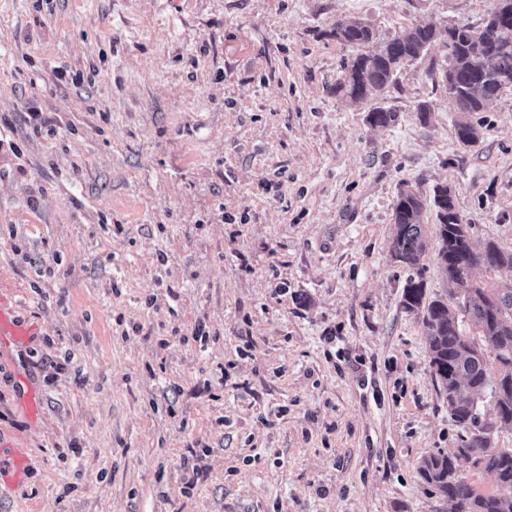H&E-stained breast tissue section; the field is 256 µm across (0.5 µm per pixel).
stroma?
<instances>
[{"label":"stroma","mask_w":512,"mask_h":512,"mask_svg":"<svg viewBox=\"0 0 512 512\" xmlns=\"http://www.w3.org/2000/svg\"><path fill=\"white\" fill-rule=\"evenodd\" d=\"M495 5L0 0V284L39 324L44 411L0 365V441L30 459L0 512H448L417 466L461 431L392 213L447 184L512 247V87L465 146L444 45L352 104L333 28L367 21L375 51ZM20 385L17 390L19 407L28 420H36L42 415V404L36 389L26 376L21 379Z\"/></svg>","instance_id":"stroma-1"}]
</instances>
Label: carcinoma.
I'll use <instances>...</instances> for the list:
<instances>
[{
    "mask_svg": "<svg viewBox=\"0 0 512 512\" xmlns=\"http://www.w3.org/2000/svg\"><path fill=\"white\" fill-rule=\"evenodd\" d=\"M504 27L512 29V14L477 27L413 26L379 50L343 63L336 93L362 101L371 92L393 85L404 62L420 58L441 43L448 48L441 81L456 104V137L461 143H476L480 132L474 115L499 95L502 79L512 77V39L504 37ZM336 30V37L351 45L367 44L375 36L370 24L359 18L336 21ZM488 54L493 55V65L477 67L476 59ZM397 118L395 110L376 106L366 121L387 128ZM429 207L435 211V257L447 273V288L430 297L422 278L413 277L404 286L401 304L422 317L432 377L448 401L452 421L469 429L470 435L451 453L425 456L418 467L419 480L430 495L450 505L449 512H512V448H496L484 438L487 427L512 426V286L487 288L469 276L477 266L488 271L512 268V248L473 237L472 225L464 222L457 209L453 188L436 185L429 200L414 190L402 191L393 211L390 253L409 268H417L429 249L423 224ZM486 390L493 404L490 420L481 415L478 404V395ZM461 460L494 476V494L483 497L475 492L459 475Z\"/></svg>",
    "mask_w": 512,
    "mask_h": 512,
    "instance_id": "1",
    "label": "carcinoma"
}]
</instances>
